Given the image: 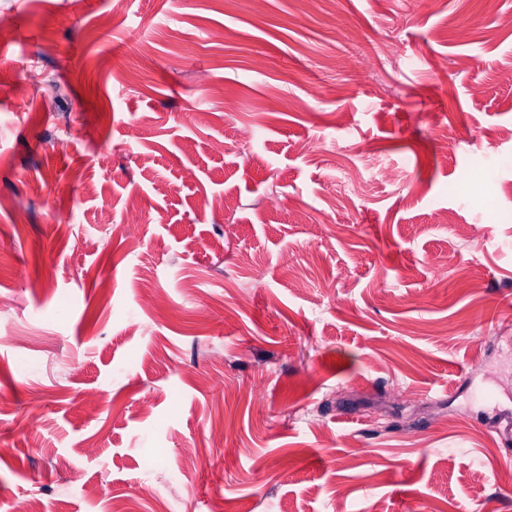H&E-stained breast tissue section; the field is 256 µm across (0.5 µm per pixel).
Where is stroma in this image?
<instances>
[{
  "mask_svg": "<svg viewBox=\"0 0 512 512\" xmlns=\"http://www.w3.org/2000/svg\"><path fill=\"white\" fill-rule=\"evenodd\" d=\"M108 8L0 0V512H512V0Z\"/></svg>",
  "mask_w": 512,
  "mask_h": 512,
  "instance_id": "obj_1",
  "label": "stroma"
}]
</instances>
